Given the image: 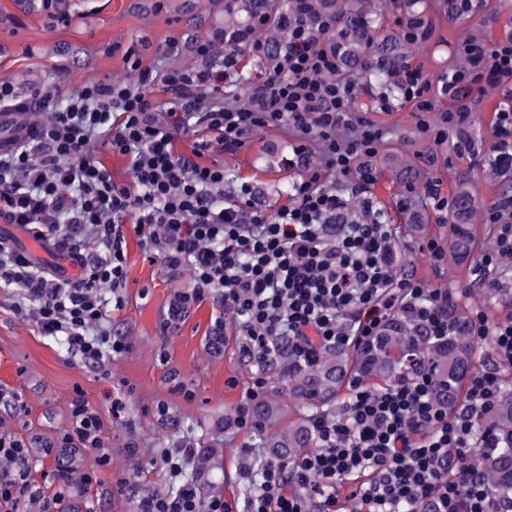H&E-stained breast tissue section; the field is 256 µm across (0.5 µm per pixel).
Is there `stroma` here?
<instances>
[{
    "instance_id": "obj_1",
    "label": "stroma",
    "mask_w": 512,
    "mask_h": 512,
    "mask_svg": "<svg viewBox=\"0 0 512 512\" xmlns=\"http://www.w3.org/2000/svg\"><path fill=\"white\" fill-rule=\"evenodd\" d=\"M154 3L69 0L58 8L65 22L57 23L40 0H0V78L25 89L53 86L65 96L92 80L130 79L124 53L141 44L151 49L146 63H154L160 53L165 68H187L202 33L197 15L158 11ZM408 9L424 15L431 35L409 50L406 61L420 67L436 86L449 69L462 66L454 53L458 43L512 37V0H476L463 16L455 14L450 0H412L406 9L355 7L351 14L365 18L376 31L395 34ZM202 34L215 45L224 43L221 25ZM172 41L179 43L180 50L169 56L165 50ZM396 80L393 73L381 81L365 75L358 93L357 110L388 133L372 160L377 171L373 194L397 230L398 266L431 286L462 288L473 277L475 260L434 271L418 246L426 238L445 242L447 226L437 222L425 200H415L404 209L398 200L406 186L428 176L438 179L447 194L454 193L460 182H468L477 206L495 200L507 182L491 165L495 112L502 93L483 89L469 130L472 145L461 151L452 137L439 145L424 143L410 105L400 104L389 112L377 109L376 95L393 91ZM202 161L223 165L225 193H232L239 181L251 182L269 210L285 203L289 184L306 173L304 162L292 158L287 132L274 129L256 131L237 153L215 150ZM416 223L425 225L424 234L413 231ZM127 268L125 304L111 317L113 333L124 337L130 348L104 368L72 356L63 337L41 335L33 319L17 314L18 291L0 288V434L15 437L30 449L31 479L40 496L60 495L61 505L77 506L79 512H135L141 498L170 494L178 481L164 464V453L179 443L194 446L201 440L224 451V498L245 505L251 487L242 481V471L256 470L272 454L262 432L238 429L235 422L259 373L256 363L241 351L238 320L216 294L172 317L175 299L190 290L191 280L187 273L167 270L135 235L129 238ZM219 324L226 341L217 354L209 338ZM178 382L183 391H175ZM77 397L102 418L104 446L112 463L97 471L93 480L80 475L64 484L56 476L49 451L62 447L70 403ZM116 401L125 407L118 422L112 419ZM173 418L194 425L179 442L169 435ZM247 443L255 445V454H243Z\"/></svg>"
}]
</instances>
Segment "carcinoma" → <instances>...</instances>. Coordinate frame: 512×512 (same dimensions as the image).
Returning <instances> with one entry per match:
<instances>
[{"label":"carcinoma","instance_id":"1","mask_svg":"<svg viewBox=\"0 0 512 512\" xmlns=\"http://www.w3.org/2000/svg\"><path fill=\"white\" fill-rule=\"evenodd\" d=\"M268 0H224V22L234 47L245 51L251 40L248 27L239 24V18L251 19L265 12ZM342 58L358 69L360 62L377 43L378 34L355 23L348 22L339 36ZM456 207L448 224V258L461 263L473 253L476 214L475 203L467 184L455 190ZM452 333L440 340H426L412 335V330L401 321L386 324L382 335L372 344L351 353L344 349L322 352L317 360L302 364L284 351L269 373L282 383L288 394V403L278 399L279 393L258 402L253 409L256 423L268 428L267 445L277 460L291 462L316 443L313 419L301 417L293 407L304 406L320 411L331 409L344 391L348 376L360 375L372 389L382 390L408 374L406 353L414 351L416 361L433 368L436 383L433 398L436 404L453 414L462 402L467 377L479 364L477 349L469 336L468 319L449 309ZM487 424L500 442L498 448H478L466 460V465L486 480L488 495L498 497L512 491V390L502 394ZM80 466L77 449L61 448L55 456L58 476L65 480L73 477ZM224 472V449L204 445L195 449L184 465L181 480L196 483L203 488H216V474Z\"/></svg>","mask_w":512,"mask_h":512}]
</instances>
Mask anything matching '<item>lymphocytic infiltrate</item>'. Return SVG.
Returning a JSON list of instances; mask_svg holds the SVG:
<instances>
[{
	"instance_id": "f902f5d3",
	"label": "lymphocytic infiltrate",
	"mask_w": 512,
	"mask_h": 512,
	"mask_svg": "<svg viewBox=\"0 0 512 512\" xmlns=\"http://www.w3.org/2000/svg\"><path fill=\"white\" fill-rule=\"evenodd\" d=\"M315 0H291L279 21L277 47L261 39L250 54L270 61L268 75L248 86L245 104L224 100L239 54L226 49L214 65L209 44L202 63L159 71L145 50L125 53V81L94 80L59 100L47 87L22 91L0 79V223L50 240L80 267L60 279L23 251L0 240V286L19 288L46 336L64 337L71 355L106 364L128 351L113 335L108 309H122L129 235L156 251L167 267L189 273L191 299L220 294L239 319L243 354L268 363L288 347L304 361L323 350L358 349L400 316L418 335L450 333L448 307L459 291L434 288L396 264V230L373 197L377 181L367 158L385 143L382 128L355 110V82L339 77L333 45L343 19L318 10ZM464 64L433 86L420 68L402 67L397 98L380 95L379 109L395 99L411 103L424 141L443 143L449 131L466 132L477 91L501 89L494 129L493 164L512 172V37L495 43L466 40ZM163 85L167 111L149 90ZM453 103L437 110V94ZM283 129L295 157L317 161L292 183L286 203L266 212L250 182L224 192V169L205 164L212 149L235 153L260 129ZM190 139L186 151L177 143ZM107 152L128 163L129 182L117 181L100 160ZM493 247L479 256L470 288L512 305V284L497 277L512 257V187L482 209ZM95 243L97 252L87 250ZM112 295L104 306L103 292ZM469 332L485 345L489 366L469 379L467 399L455 414L431 400L433 376L425 367L376 392L361 379L349 385L344 416L315 418L318 449L288 465L267 462L263 486L246 512H338L337 487L358 478V512H512V494L493 498L483 482L460 469L473 449L498 442L479 421L504 390L501 371L512 368V314L490 320L470 314ZM104 423L82 398L70 405L65 442L78 443L94 469L110 465L102 445ZM0 459L15 463L0 481V512L36 499L22 441L0 434ZM137 512H234L223 497L201 500L195 487L152 495Z\"/></svg>"
}]
</instances>
